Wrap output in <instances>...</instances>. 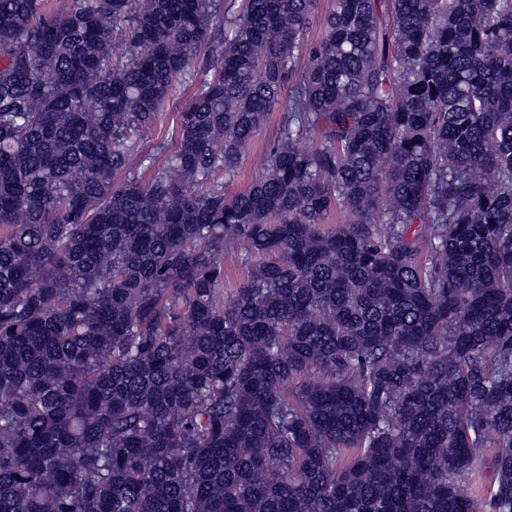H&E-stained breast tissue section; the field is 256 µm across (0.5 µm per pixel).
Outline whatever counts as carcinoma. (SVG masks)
I'll list each match as a JSON object with an SVG mask.
<instances>
[{
    "label": "carcinoma",
    "instance_id": "1",
    "mask_svg": "<svg viewBox=\"0 0 512 512\" xmlns=\"http://www.w3.org/2000/svg\"><path fill=\"white\" fill-rule=\"evenodd\" d=\"M314 5L0 0V512H512V0ZM202 84L197 81L183 98L171 101L163 112L159 113L157 123L153 129L146 133L140 149L150 150L151 147L162 137H167L170 144L177 138V130L180 125V112L184 103L193 95L199 94L203 90ZM173 134L172 142H170ZM286 101L282 102L275 112H271L267 124L253 139L247 149L241 169L235 180L230 183V191H240L249 186L257 177L263 174L260 163V155L266 143L273 137L277 129L280 114L284 111ZM489 475L487 468L483 467L479 473L466 476L463 481L464 489L480 503L484 502L491 489Z\"/></svg>",
    "mask_w": 512,
    "mask_h": 512
}]
</instances>
